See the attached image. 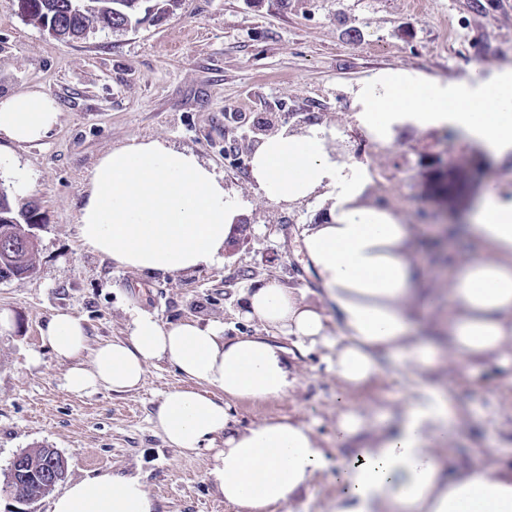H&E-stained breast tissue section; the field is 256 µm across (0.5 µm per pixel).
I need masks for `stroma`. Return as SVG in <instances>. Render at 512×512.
I'll list each match as a JSON object with an SVG mask.
<instances>
[{
  "label": "stroma",
  "instance_id": "1",
  "mask_svg": "<svg viewBox=\"0 0 512 512\" xmlns=\"http://www.w3.org/2000/svg\"><path fill=\"white\" fill-rule=\"evenodd\" d=\"M388 69L470 86L512 71V0H182L135 29L69 42L22 19L15 0H0V95L36 85L61 110L42 140L5 150L30 176L28 192L13 202L36 204L39 221L33 276L0 282V311L12 316L0 329V476L17 453L55 448L68 459L67 481L103 471L137 476L157 512H235L210 476V454H180L155 426L164 393L184 384L173 364L150 366L135 391L76 394L65 385L68 362L43 343L40 328L55 312L74 314L93 347L124 338L128 312L139 308L165 324L218 320L237 335L258 329L241 316L254 282L273 275L316 292L297 240L322 202L288 204L255 190L242 143L259 141L260 127L324 125L337 160L366 167L372 201L414 225L432 280L428 314L451 317L448 255L477 251L466 218L489 193H512V155L499 160L452 130L410 125L397 127L389 144L375 142L354 120L353 92ZM133 136L193 151L244 202L249 240L222 266L155 280L81 246L76 217L86 178L102 153ZM443 165L464 187L458 198L434 193ZM333 353L318 346L298 356V382L283 399L231 403L237 426L289 416L322 441L327 464L295 512H329L339 492L336 463L351 454L334 439ZM427 379L456 411L442 460L512 461V363L472 370L444 361ZM417 382L387 362L350 401L385 424Z\"/></svg>",
  "mask_w": 512,
  "mask_h": 512
}]
</instances>
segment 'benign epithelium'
I'll list each match as a JSON object with an SVG mask.
<instances>
[{"label": "benign epithelium", "instance_id": "7a95c632", "mask_svg": "<svg viewBox=\"0 0 512 512\" xmlns=\"http://www.w3.org/2000/svg\"><path fill=\"white\" fill-rule=\"evenodd\" d=\"M0 251L21 263L25 260L26 243L4 236L0 238ZM67 471L68 459L55 448H40L36 454L19 453L6 474L5 488L19 501L31 504L37 498L24 493L28 482H34L48 493L64 481Z\"/></svg>", "mask_w": 512, "mask_h": 512}]
</instances>
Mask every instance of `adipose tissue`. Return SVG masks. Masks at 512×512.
I'll list each match as a JSON object with an SVG mask.
<instances>
[{"instance_id":"adipose-tissue-1","label":"adipose tissue","mask_w":512,"mask_h":512,"mask_svg":"<svg viewBox=\"0 0 512 512\" xmlns=\"http://www.w3.org/2000/svg\"><path fill=\"white\" fill-rule=\"evenodd\" d=\"M355 98L357 121L378 143L390 142L394 125L409 123L454 129L495 156L512 152V74L474 90L385 70L361 83ZM60 115L39 88L13 92L0 99V137L16 145L39 141ZM249 164L256 190L268 198L327 197L324 216L305 226L299 242L320 285L316 299L270 277L248 289L242 304L243 317L261 327L256 334L225 335L218 321L167 326L141 310L130 313L125 338L93 348L81 321L66 312L50 316L41 336L69 361L65 385L75 393L130 392L142 386L148 365L174 364L186 385L167 392L155 415L169 446L211 452L210 474L236 512H288L326 463L316 433L289 417L234 427L230 400L288 396L298 372L287 339L301 349L335 344L332 367L348 389L370 384L385 360L422 374L447 354L471 368L511 360L512 195L484 198L470 226L478 252L453 259L454 313L442 351L414 335L428 276L412 225L371 202L365 167L338 162L324 127L267 136ZM243 208L223 176L192 151L133 137L90 170L77 230L87 250L163 279L221 266ZM453 417L450 398L426 383L374 433L366 415L340 401L336 444L358 452L337 464L340 493L330 512H512V465H442L438 450L453 438ZM155 509L139 478L109 471L72 482L52 502V512Z\"/></svg>"}]
</instances>
